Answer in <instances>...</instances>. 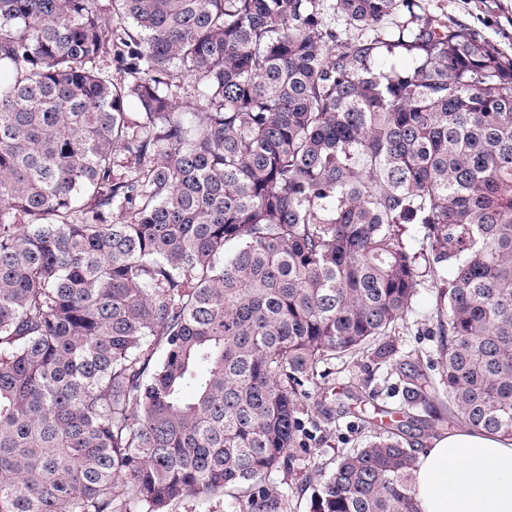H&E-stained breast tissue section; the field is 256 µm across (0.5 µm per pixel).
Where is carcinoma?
<instances>
[{
  "label": "carcinoma",
  "mask_w": 512,
  "mask_h": 512,
  "mask_svg": "<svg viewBox=\"0 0 512 512\" xmlns=\"http://www.w3.org/2000/svg\"><path fill=\"white\" fill-rule=\"evenodd\" d=\"M330 8L0 0V512L228 487L288 512L263 483L297 460L304 384L396 329L422 259L435 398L512 438V56L422 0ZM413 464L380 432L312 512H416Z\"/></svg>",
  "instance_id": "cac0c4a2"
}]
</instances>
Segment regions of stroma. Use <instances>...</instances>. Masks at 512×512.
I'll return each instance as SVG.
<instances>
[{"label": "stroma", "instance_id": "1", "mask_svg": "<svg viewBox=\"0 0 512 512\" xmlns=\"http://www.w3.org/2000/svg\"><path fill=\"white\" fill-rule=\"evenodd\" d=\"M428 15L469 27L494 47L512 54V0H423ZM435 290L422 278L417 293L391 341L393 354L377 358L373 351L328 360L323 374L306 384L305 429L298 460L274 473L268 487L287 495L290 512H310L311 498L343 454L364 447L377 427L396 433L412 448L429 447L446 431L440 402H413L402 392L404 373L417 370L441 376L442 356L429 334Z\"/></svg>", "mask_w": 512, "mask_h": 512}]
</instances>
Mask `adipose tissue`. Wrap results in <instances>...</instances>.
<instances>
[{"instance_id":"1","label":"adipose tissue","mask_w":512,"mask_h":512,"mask_svg":"<svg viewBox=\"0 0 512 512\" xmlns=\"http://www.w3.org/2000/svg\"><path fill=\"white\" fill-rule=\"evenodd\" d=\"M417 512H512V438L448 432L414 459Z\"/></svg>"}]
</instances>
